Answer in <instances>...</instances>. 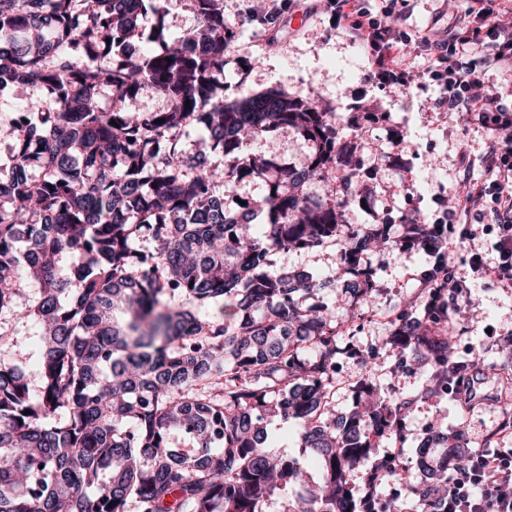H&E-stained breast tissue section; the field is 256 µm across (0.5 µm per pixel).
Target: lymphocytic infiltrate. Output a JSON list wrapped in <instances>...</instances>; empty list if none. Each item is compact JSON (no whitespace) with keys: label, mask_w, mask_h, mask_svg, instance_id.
<instances>
[{"label":"lymphocytic infiltrate","mask_w":512,"mask_h":512,"mask_svg":"<svg viewBox=\"0 0 512 512\" xmlns=\"http://www.w3.org/2000/svg\"><path fill=\"white\" fill-rule=\"evenodd\" d=\"M410 0H386L372 13L366 0H327L333 27L367 50L366 80L379 87L408 92L414 78L435 83L440 91L437 109L476 120L491 134L486 176L444 209L437 221L448 243L474 239L466 224L472 212L486 213L497 226L496 263L471 252L469 267L485 283L512 287V109L498 96L483 90L487 69L512 76V16H506L498 0H468V23L445 30L433 39L407 32L395 22ZM426 59L423 71H415L412 49ZM512 448L480 451L470 469L456 476L448 491L447 512H512Z\"/></svg>","instance_id":"f902f5d3"}]
</instances>
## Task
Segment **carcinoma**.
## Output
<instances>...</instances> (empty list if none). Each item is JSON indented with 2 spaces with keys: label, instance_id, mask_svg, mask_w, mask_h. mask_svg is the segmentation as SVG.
<instances>
[{
  "label": "carcinoma",
  "instance_id": "cac0c4a2",
  "mask_svg": "<svg viewBox=\"0 0 512 512\" xmlns=\"http://www.w3.org/2000/svg\"><path fill=\"white\" fill-rule=\"evenodd\" d=\"M187 2L195 25L171 42L167 0H0V88L42 93L0 165V315L32 321L40 339L37 384L0 363V512H266L275 497L280 512H402L381 494L399 454L367 469L359 498L353 476L376 439L403 438L412 400L366 373L350 412L333 417L347 350L328 306L312 303L332 280L274 266L340 237L344 292L365 300L374 249L443 261L435 225L339 223L358 173L331 184L348 161L335 113L275 89L224 95L228 45L253 25L274 50L288 0L250 2L234 24L224 0ZM148 88L167 109L136 108ZM191 125L205 134L193 149L182 139ZM282 131L312 143L304 164L243 152ZM243 181L267 193L232 211L226 190ZM312 183L331 193L310 197ZM24 280L38 294L20 309ZM449 310L428 296L389 316L391 372L420 367L424 399L447 397L480 361L448 355ZM270 415L298 425L316 486L304 460L275 450ZM425 454L440 463L408 495L413 512H440L441 478L472 453L439 426Z\"/></svg>",
  "mask_w": 512,
  "mask_h": 512
}]
</instances>
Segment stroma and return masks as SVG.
<instances>
[{
    "mask_svg": "<svg viewBox=\"0 0 512 512\" xmlns=\"http://www.w3.org/2000/svg\"><path fill=\"white\" fill-rule=\"evenodd\" d=\"M412 5L410 13L399 20L402 28L416 31L438 20L448 26L468 19L467 0H448L443 16L438 13V0H412ZM329 18L326 0H294L274 52L266 51L263 31L241 27L225 55L224 92L231 98H245L275 88L335 112L338 140L354 145L351 163L359 174L360 190L370 199L365 207L356 201L347 204L340 223L397 224L411 216H429L438 212L440 198H453L483 179L490 133L457 113L436 110L439 89L435 85L415 87L406 95L364 83L367 57L363 48L336 34ZM37 94L36 88L22 85L0 91V164L10 160L11 131L20 109ZM396 129L404 134L398 170L383 160L392 148L391 135ZM338 255L330 247L317 253L289 251L277 256L276 266L338 278L342 275ZM466 255L463 245L449 251L456 277L469 281L471 294L456 299L448 329L456 356L467 358L475 351L485 354L481 368L487 375L486 397L470 409L451 399L439 403L419 399L424 384L420 370L390 371L393 353L388 345L392 335L388 315L399 302L420 300L426 255L390 248L371 258L376 289L359 310V329L345 331L344 338L354 346L377 345V382L388 393L415 399L404 419V441L379 438L372 458L400 445L405 460H413L416 445L437 419L449 433L459 434L470 450L512 448V433L500 430L505 411H512V396L501 393L504 378L512 371V346L499 342L501 335H512V288L474 281ZM0 329L12 337L10 343L0 344V361H21L29 377H36L37 328L32 322L5 315L0 317Z\"/></svg>",
    "mask_w": 512,
    "mask_h": 512,
    "instance_id": "obj_1",
    "label": "stroma"
}]
</instances>
